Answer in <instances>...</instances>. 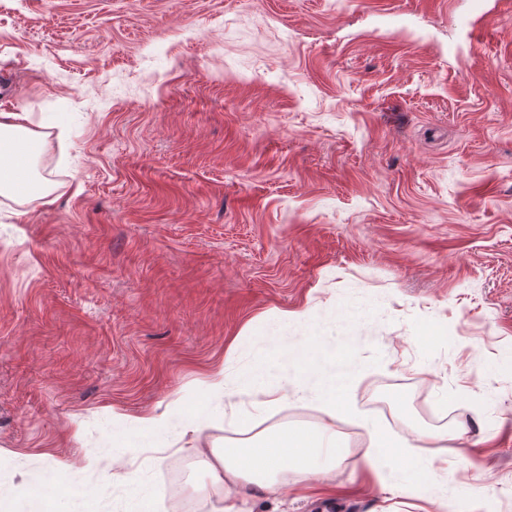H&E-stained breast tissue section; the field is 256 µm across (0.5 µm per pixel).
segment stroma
<instances>
[{
  "mask_svg": "<svg viewBox=\"0 0 512 512\" xmlns=\"http://www.w3.org/2000/svg\"><path fill=\"white\" fill-rule=\"evenodd\" d=\"M3 75L54 201L0 195V512H73L70 485L119 512L134 481L210 512L215 453L318 407L238 394L176 453L116 449L114 414L221 409L213 371L314 334L365 370L345 406L466 424L426 489L512 512V0H0ZM334 429L335 470L251 512H415Z\"/></svg>",
  "mask_w": 512,
  "mask_h": 512,
  "instance_id": "1",
  "label": "stroma"
}]
</instances>
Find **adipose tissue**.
I'll return each instance as SVG.
<instances>
[{
  "label": "adipose tissue",
  "mask_w": 512,
  "mask_h": 512,
  "mask_svg": "<svg viewBox=\"0 0 512 512\" xmlns=\"http://www.w3.org/2000/svg\"><path fill=\"white\" fill-rule=\"evenodd\" d=\"M47 138V132L32 129L29 113L0 112V195L50 200L53 184L39 173L35 155L37 144ZM283 354L278 338H271L264 357L246 369L231 376L222 369L215 372L205 385L207 395L228 399L245 393L253 396L255 405L262 409L279 404L284 396L277 370ZM361 375L357 365L330 356H312L304 368H289L294 398L315 401L325 416L324 423L316 431L278 428L252 443L216 455L227 492L212 512H249L248 504L254 496L279 485L283 472L304 477L331 470L342 457L332 423L342 410L343 394ZM184 401V396H177L163 411L133 416L129 422L143 440L157 444L175 430L200 436L223 427L222 412L189 415L183 409ZM429 438V433L416 432L413 438L399 441L398 453L387 455L381 451L380 434L370 432L360 463L380 481L390 482L396 491L410 492L418 484L419 472L434 463L431 457L413 455L411 448L414 442Z\"/></svg>",
  "instance_id": "ef3b65f1"
}]
</instances>
